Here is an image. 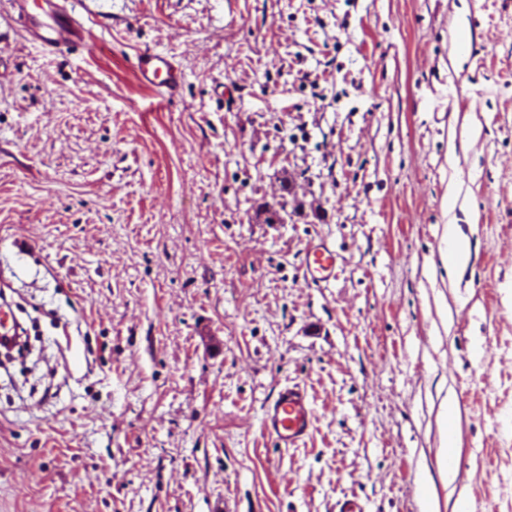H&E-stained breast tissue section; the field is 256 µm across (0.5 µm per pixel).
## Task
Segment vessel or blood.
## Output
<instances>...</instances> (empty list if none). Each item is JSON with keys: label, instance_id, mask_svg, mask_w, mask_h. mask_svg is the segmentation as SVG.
Masks as SVG:
<instances>
[{"label": "vessel or blood", "instance_id": "b4317fda", "mask_svg": "<svg viewBox=\"0 0 512 512\" xmlns=\"http://www.w3.org/2000/svg\"><path fill=\"white\" fill-rule=\"evenodd\" d=\"M33 0H10L11 7L30 38L50 53L71 51L83 46V25L72 10L49 6L38 12ZM136 67L142 81L175 95L182 86L183 72L176 61L157 51L138 55ZM305 274L311 280L327 282L335 275L336 253L326 243L311 246L305 256ZM313 411L305 388L284 385L266 406L262 430L282 448H298L309 437Z\"/></svg>", "mask_w": 512, "mask_h": 512}]
</instances>
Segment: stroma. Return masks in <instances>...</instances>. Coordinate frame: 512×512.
Masks as SVG:
<instances>
[{"label": "stroma", "instance_id": "35a3bbf8", "mask_svg": "<svg viewBox=\"0 0 512 512\" xmlns=\"http://www.w3.org/2000/svg\"><path fill=\"white\" fill-rule=\"evenodd\" d=\"M76 9L53 56L0 0V512H512V0ZM136 67L144 83L161 87L166 96L175 95L182 86V69L166 54L144 51L137 56ZM305 274L313 281L327 282L335 275L336 253L324 242L311 246L306 252ZM313 411L309 395L299 385H284L266 406L262 430L281 448H299L309 437Z\"/></svg>", "mask_w": 512, "mask_h": 512}]
</instances>
